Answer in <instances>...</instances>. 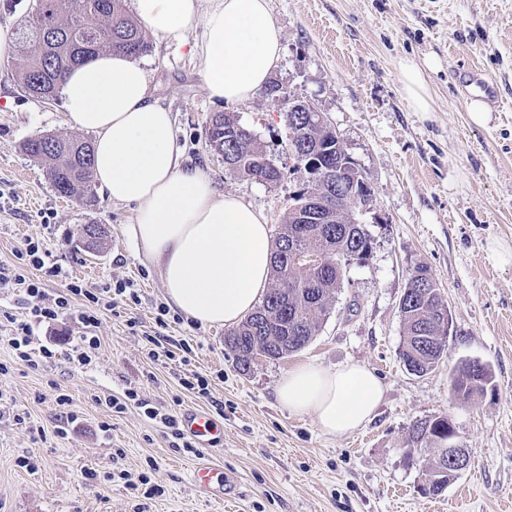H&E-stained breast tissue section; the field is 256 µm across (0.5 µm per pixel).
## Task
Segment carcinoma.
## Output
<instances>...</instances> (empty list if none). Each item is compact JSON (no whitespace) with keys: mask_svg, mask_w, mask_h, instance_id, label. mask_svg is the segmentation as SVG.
<instances>
[{"mask_svg":"<svg viewBox=\"0 0 512 512\" xmlns=\"http://www.w3.org/2000/svg\"><path fill=\"white\" fill-rule=\"evenodd\" d=\"M82 0H36L32 11L19 22L18 40L24 46L26 63L18 82L31 97L50 100L62 91L71 66L87 61L102 50L112 49L138 57L146 53L149 42L140 22L128 16L123 0H89L93 11L77 18ZM239 125L231 112L214 115L206 128V141L219 155L229 153L236 163L234 172L251 171L267 177L263 161L267 155L252 133H241L234 140L225 137ZM288 143L305 144L317 159L334 167L343 160V145L326 130L310 121L307 112L288 113ZM25 153L40 162L59 195L73 197L86 207L98 203L92 173V143L77 137L45 134L26 140ZM306 191L295 197L288 216L278 226L275 238L273 284L258 306L225 336V344L234 352L237 366L246 371L252 353L263 351L274 360L305 348L316 336L321 322L329 314L336 294L342 288L347 264L356 257L366 262L373 253L374 239L363 224H353L357 207L347 196L338 206L329 224L303 219L307 213ZM300 253L316 254L325 265L312 268ZM428 273L416 268L407 283L410 293L399 302L404 336L400 350L405 368L416 375L433 371L447 355L448 332L443 330L442 315L448 303L437 283L416 287L420 276ZM492 383V374L484 370L477 379L469 361H461L451 372L454 395L470 401L484 395ZM408 444L435 449L423 463V475L431 480L429 494H442L457 475L448 464V417L436 416L417 422Z\"/></svg>","mask_w":512,"mask_h":512,"instance_id":"carcinoma-1","label":"carcinoma"}]
</instances>
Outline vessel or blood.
Instances as JSON below:
<instances>
[{"instance_id": "1", "label": "vessel or blood", "mask_w": 512, "mask_h": 512, "mask_svg": "<svg viewBox=\"0 0 512 512\" xmlns=\"http://www.w3.org/2000/svg\"><path fill=\"white\" fill-rule=\"evenodd\" d=\"M182 424L186 434L205 451L204 456L200 457L190 471V481L197 493L212 501L236 498L238 495L236 480L225 474L210 456L213 447L224 432L223 423L208 412L192 408L184 411Z\"/></svg>"}]
</instances>
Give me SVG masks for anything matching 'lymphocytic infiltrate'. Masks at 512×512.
<instances>
[{
	"label": "lymphocytic infiltrate",
	"mask_w": 512,
	"mask_h": 512,
	"mask_svg": "<svg viewBox=\"0 0 512 512\" xmlns=\"http://www.w3.org/2000/svg\"><path fill=\"white\" fill-rule=\"evenodd\" d=\"M15 257V262L0 263V293L20 295L26 303V313L20 317L0 309V332L5 333L12 350L10 361H0V376H8L17 365L43 371L61 358L83 369L94 365L101 347L95 331L102 313L114 310L121 303L137 301L135 288L128 282L109 287L72 277L55 261L47 241L42 238H25ZM49 282L60 285L51 296L45 290ZM63 319L80 325L82 334L77 344L63 354L59 353L55 341L33 347L35 329L51 327ZM105 404L116 414L124 413L131 405L142 409L146 417L168 430L178 447L197 453L196 443L180 427L177 410L160 411L133 388L126 389L123 396L106 399Z\"/></svg>",
	"instance_id": "lymphocytic-infiltrate-1"
}]
</instances>
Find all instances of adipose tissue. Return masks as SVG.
Instances as JSON below:
<instances>
[{
	"mask_svg": "<svg viewBox=\"0 0 512 512\" xmlns=\"http://www.w3.org/2000/svg\"><path fill=\"white\" fill-rule=\"evenodd\" d=\"M157 37L203 63L211 99L239 103L268 82L281 59V32L267 0H133ZM201 28L202 38L188 34ZM435 58L398 63L414 110L430 115L426 71ZM62 94L68 116L92 133L95 181L115 202L137 206L130 231L159 273L168 303L204 326H236L256 308L270 276L271 228L234 195L217 196L200 170L184 166L170 112L151 100L147 74L132 57L106 51L73 68ZM383 386L366 366L336 370L303 362L276 385L279 403L312 416L321 432L345 436L370 422Z\"/></svg>",
	"mask_w": 512,
	"mask_h": 512,
	"instance_id": "adipose-tissue-1",
	"label": "adipose tissue"
}]
</instances>
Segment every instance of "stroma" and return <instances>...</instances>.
Here are the masks:
<instances>
[{
	"label": "stroma",
	"instance_id": "1",
	"mask_svg": "<svg viewBox=\"0 0 512 512\" xmlns=\"http://www.w3.org/2000/svg\"><path fill=\"white\" fill-rule=\"evenodd\" d=\"M284 51L273 73L302 100L325 112L374 191L359 220L374 238L371 258L347 267L343 285L313 340L279 360L240 370L222 327L189 319L168 336L193 347L189 365L150 360L143 333L167 299L155 267L129 235L135 204L99 194L95 207L57 194L23 142L44 134L79 136L63 101L28 97L16 75L22 48L0 59V262L28 236L45 239L62 267L104 285L130 280L139 301L104 312L96 330L99 357L90 369L60 362L34 373L17 367L0 380V395L27 421L0 418V512H134L137 504L113 471L148 472L163 495L149 512H512V0H268ZM139 56L156 102L171 112L185 165L199 169L217 196L235 195L277 227L302 187L290 169L281 105L257 92L240 103L209 98L203 64L179 47L151 38ZM437 57L427 75L433 112H415L402 92L401 58ZM494 97L493 121L470 124L466 102ZM232 112L285 173L267 184L224 165L206 144L217 113ZM106 224L102 253L81 245V229ZM427 266L442 289L453 325L448 354L429 374L409 373L400 358L399 300L411 274ZM476 359L493 382L475 402L454 398L450 374ZM314 362L334 370L369 367L384 385L372 419L342 437L324 435L313 417L288 412L275 387L289 367ZM207 375L210 398L183 390L186 371ZM73 399L77 416L66 437L53 384ZM129 387L159 409L211 411L224 404L226 473L239 496L216 503L188 481L194 455L172 448L157 422L136 407L111 412L104 398ZM448 416L456 445L470 462L442 495L422 493L424 449H409L413 425ZM110 431H101L102 422ZM34 456L38 468H20ZM156 469H149V461ZM98 478L86 482L83 468Z\"/></svg>",
	"mask_w": 512,
	"mask_h": 512
}]
</instances>
